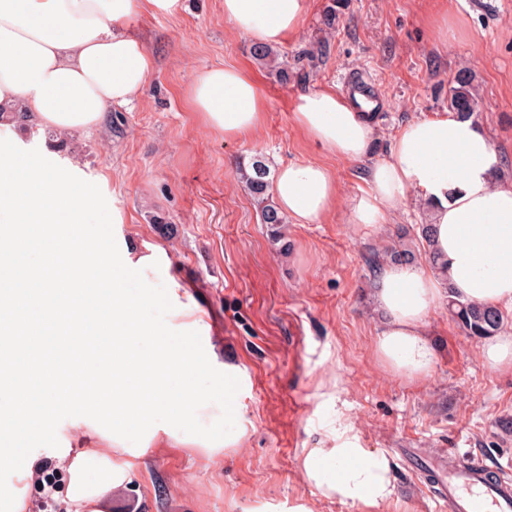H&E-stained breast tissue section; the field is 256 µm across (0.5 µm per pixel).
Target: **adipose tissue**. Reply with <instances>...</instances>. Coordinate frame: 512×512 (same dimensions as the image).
Segmentation results:
<instances>
[{
    "label": "adipose tissue",
    "mask_w": 512,
    "mask_h": 512,
    "mask_svg": "<svg viewBox=\"0 0 512 512\" xmlns=\"http://www.w3.org/2000/svg\"><path fill=\"white\" fill-rule=\"evenodd\" d=\"M308 4L224 0V20L255 43L279 44L298 33ZM179 9L180 0H0V121L11 124L13 112L22 110L62 137L100 125L109 107L138 95L154 68L131 22ZM189 97L205 124L225 138L255 135L263 125L260 86L237 66L199 71ZM294 121L337 158L365 164L367 188L351 207V223H384L413 192L432 204V247L445 263L444 275L388 262L372 285L381 320L378 359L396 376L425 378L435 361L428 316L443 294L512 308V188L493 179L499 155L476 122L444 115L409 121L388 154L373 157L372 115L327 87L299 97ZM272 191L294 223L318 224L335 209L339 187L327 166L296 162L279 168ZM98 201L94 185L62 174L50 156L0 140V258L9 265L0 275V328L9 330V359L31 407L29 416L18 417L12 391L0 388V436L11 437L22 480L0 492V512H22L36 484L31 435L54 439L69 415V377H40L33 357L34 350L56 347L58 337L37 330L32 310L57 323L60 308H78L84 334L98 352L102 401L81 416L110 449H53L67 476L65 512H103L107 492L128 477L125 467L113 463V451L145 448L159 432L190 427L202 399L201 376L228 391L236 382L230 366L214 375L191 336L169 334L139 318L146 298L126 282L149 266V257L127 249L114 259L109 239L75 230ZM145 396L151 407L129 416L131 401ZM304 470L327 498L376 507L395 497L387 458L350 443L310 449Z\"/></svg>",
    "instance_id": "adipose-tissue-1"
}]
</instances>
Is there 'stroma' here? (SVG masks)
<instances>
[{
  "label": "stroma",
  "mask_w": 512,
  "mask_h": 512,
  "mask_svg": "<svg viewBox=\"0 0 512 512\" xmlns=\"http://www.w3.org/2000/svg\"><path fill=\"white\" fill-rule=\"evenodd\" d=\"M132 31L155 59L146 86L73 139L82 177L103 183L93 230L154 254L129 290L176 292L204 323L193 338L243 375L235 419H225L224 391L212 386L182 442L116 455L132 476L108 492L106 512H434L445 474L424 467L435 454L457 449L491 472L512 461V433L499 428L512 419V373L483 366L481 340L458 331L447 302L428 317L436 360L424 380L396 377L375 354L380 320L366 258L419 250L400 232L424 223L423 197L410 193L385 223H351L365 165L336 158L293 120L298 95L339 92L346 74L368 75L383 103L381 157L407 121L447 114L452 79L465 69L474 119L506 160L501 185L512 187V0H309L303 27L278 47L284 81L225 23L224 0H182L178 15L140 17ZM224 64L260 84L265 119L251 138L212 131L188 99L197 72ZM256 155L273 170L327 165L339 186L335 211L319 224H285L282 241H272L237 177L238 164ZM114 210L122 223L102 224ZM213 427L238 435L237 447L193 442L194 430ZM341 440L388 458L396 502L342 503L305 480L307 450Z\"/></svg>",
  "instance_id": "1"
}]
</instances>
